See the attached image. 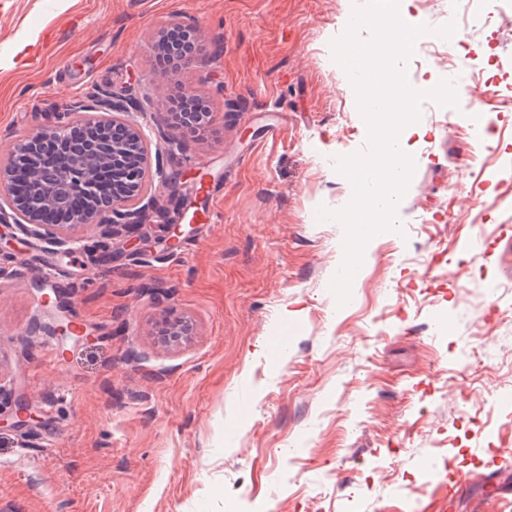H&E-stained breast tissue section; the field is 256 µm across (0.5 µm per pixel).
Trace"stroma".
<instances>
[{
  "label": "stroma",
  "mask_w": 512,
  "mask_h": 512,
  "mask_svg": "<svg viewBox=\"0 0 512 512\" xmlns=\"http://www.w3.org/2000/svg\"><path fill=\"white\" fill-rule=\"evenodd\" d=\"M412 0L413 25L455 24L452 68L409 60L427 99L399 138L414 173L398 227L364 247L350 299L331 289L353 187L339 158L368 126L332 42L352 0H0V157L55 105L113 89L165 109L204 97L205 141L145 122L164 161L159 206L215 187L175 247L125 259L100 227L71 256L0 230V512H500L512 501V9ZM206 42L177 74L159 33ZM28 53L13 59L20 38ZM331 211L322 219L319 208ZM191 323L160 343L163 319ZM82 336L59 335L60 324ZM287 333L286 349L273 336ZM465 474L456 493L448 475Z\"/></svg>",
  "instance_id": "35a3bbf8"
}]
</instances>
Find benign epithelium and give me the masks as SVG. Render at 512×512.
I'll use <instances>...</instances> for the list:
<instances>
[{
	"label": "benign epithelium",
	"instance_id": "7a95c632",
	"mask_svg": "<svg viewBox=\"0 0 512 512\" xmlns=\"http://www.w3.org/2000/svg\"><path fill=\"white\" fill-rule=\"evenodd\" d=\"M116 109L128 114L142 111V106L134 98L110 90L89 105L74 103L57 112L47 113L45 124L40 130L17 139L6 161L0 162V223L15 224L24 234L37 236L63 252L70 250L73 242L70 230L76 226L101 225L113 236L120 226L144 223L145 216L141 209L127 207V202L131 201L129 196L114 200L105 208L92 204L74 211L66 223H48L43 219L47 210L67 206L73 188L80 189L88 201L95 199L97 168L91 162L102 165L112 158L126 155L132 148L146 157L147 142L141 125L135 119L128 118L119 122L126 129V138L102 145L89 143L84 149L73 152L64 169L53 174L41 170L39 160L28 151L27 144L35 140L45 144L65 140L73 126L71 116L74 112L83 113V124L93 127L114 123L112 111ZM20 169L29 175L32 182V189L23 198L15 195L13 187V174ZM155 176L163 177L158 162L155 163L153 176L149 174L145 163L131 172L133 195L138 200H145L148 185ZM38 419L39 415L32 407L20 403L10 417L4 420L0 418V423L4 421L11 427L22 429L38 422Z\"/></svg>",
	"mask_w": 512,
	"mask_h": 512
}]
</instances>
